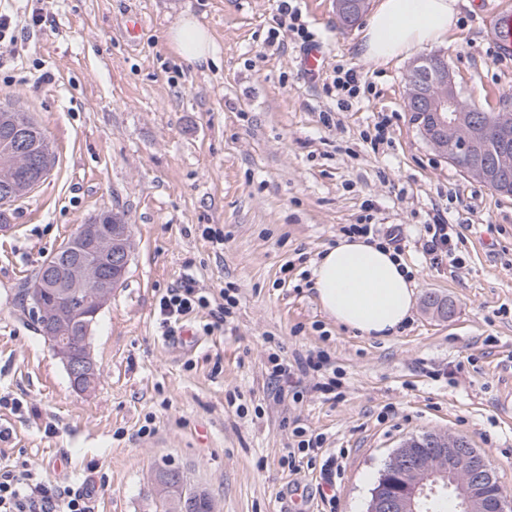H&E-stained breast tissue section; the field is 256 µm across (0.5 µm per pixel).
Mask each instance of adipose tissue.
Masks as SVG:
<instances>
[{
	"instance_id": "obj_1",
	"label": "adipose tissue",
	"mask_w": 512,
	"mask_h": 512,
	"mask_svg": "<svg viewBox=\"0 0 512 512\" xmlns=\"http://www.w3.org/2000/svg\"><path fill=\"white\" fill-rule=\"evenodd\" d=\"M460 0H379L356 50L387 63L444 41L457 26ZM174 51L202 64L214 59L208 30L185 15L167 33ZM317 299L337 324L360 335L386 338L404 324L416 285L401 255L368 237H340L311 268Z\"/></svg>"
}]
</instances>
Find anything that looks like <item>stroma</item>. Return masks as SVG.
I'll use <instances>...</instances> for the list:
<instances>
[{
    "label": "stroma",
    "mask_w": 512,
    "mask_h": 512,
    "mask_svg": "<svg viewBox=\"0 0 512 512\" xmlns=\"http://www.w3.org/2000/svg\"><path fill=\"white\" fill-rule=\"evenodd\" d=\"M480 4L461 5L441 49L464 102L496 112L512 102V57L496 55ZM296 5L326 51L314 80L301 38L268 43L279 0H0L18 20L0 101L28 112L55 154L0 230V396L23 404L0 405V461L88 492L92 512H165L154 476L166 465L206 489L214 512H365L393 451L427 432L467 438L512 489V415L498 406L512 391V198L418 135L408 59L355 54L363 27L338 30L333 0ZM36 11L44 23L29 26ZM134 12L145 26L132 43ZM186 12L217 46L207 64L167 40ZM339 65L359 75L356 96L327 91ZM112 210L133 245L93 329L100 379L82 395L19 291L79 224ZM438 214L458 232L459 267L423 251ZM351 224L398 230L417 283L410 321L384 340L336 324L312 289V264ZM187 278L237 305L210 333L208 311L184 317L196 344L163 342L159 299ZM430 294L453 301L452 320L426 307ZM318 350L330 361L302 375V398L274 399L271 356ZM325 377L337 398L317 390ZM149 414L154 432L139 436ZM297 425L324 437L335 471H289Z\"/></svg>",
    "instance_id": "obj_1"
}]
</instances>
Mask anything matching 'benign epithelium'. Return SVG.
Masks as SVG:
<instances>
[{
	"mask_svg": "<svg viewBox=\"0 0 512 512\" xmlns=\"http://www.w3.org/2000/svg\"><path fill=\"white\" fill-rule=\"evenodd\" d=\"M369 0H334L336 20L342 27L354 25L367 11ZM406 103L412 114L434 117L432 131H422L427 146L438 157L458 167L470 179L487 186L498 185L502 175L512 172V150L484 156V129L473 117L457 89L447 57L441 53L413 59L406 74ZM17 167L37 169L41 174L53 166V155L43 148L36 153L28 146L26 127L9 128ZM101 213L79 225L77 232L58 249L62 261L46 266L29 285L30 293L59 290L57 303L34 309L41 333L60 341L56 355L71 378L73 389L89 394L96 389L97 372L88 347L89 328L112 298L129 261V249L119 232L104 223ZM93 289L81 328H75L69 308L73 291ZM419 439L405 441L390 463L400 469L396 490L373 493L367 512H422L426 501L447 491L460 512H508L512 495L498 480L489 459L463 437L437 432L429 445L413 451Z\"/></svg>",
	"mask_w": 512,
	"mask_h": 512,
	"instance_id": "benign-epithelium-1",
	"label": "benign epithelium"
}]
</instances>
